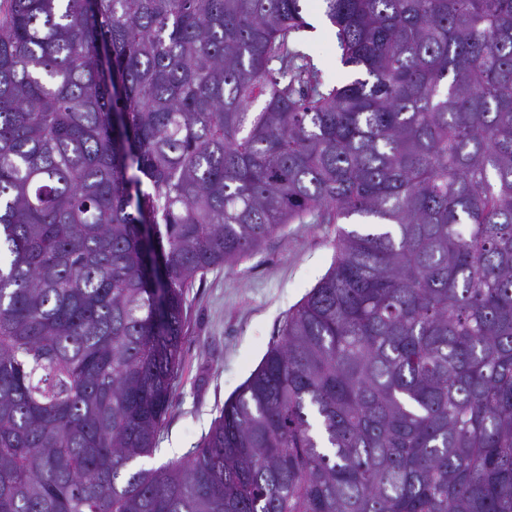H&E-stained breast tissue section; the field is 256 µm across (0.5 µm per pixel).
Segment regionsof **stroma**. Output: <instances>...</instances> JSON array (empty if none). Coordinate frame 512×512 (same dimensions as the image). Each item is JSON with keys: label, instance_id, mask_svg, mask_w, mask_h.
<instances>
[{"label": "stroma", "instance_id": "1", "mask_svg": "<svg viewBox=\"0 0 512 512\" xmlns=\"http://www.w3.org/2000/svg\"><path fill=\"white\" fill-rule=\"evenodd\" d=\"M301 38L324 79L353 78L336 39L306 30ZM336 227L290 224L255 254L196 279L187 295L182 366L159 450L144 464L158 468L195 448L233 395L280 337L282 322L334 261Z\"/></svg>", "mask_w": 512, "mask_h": 512}]
</instances>
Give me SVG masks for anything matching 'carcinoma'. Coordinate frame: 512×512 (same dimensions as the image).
Instances as JSON below:
<instances>
[{"instance_id":"obj_1","label":"carcinoma","mask_w":512,"mask_h":512,"mask_svg":"<svg viewBox=\"0 0 512 512\" xmlns=\"http://www.w3.org/2000/svg\"><path fill=\"white\" fill-rule=\"evenodd\" d=\"M0 0V512H512V0ZM369 219L358 227L342 224ZM332 266L157 469L196 276ZM304 14L305 20L310 23L312 17L316 16L323 23V32H313L315 29H306L302 32L301 38L306 52L311 56L313 63L322 71L324 79L331 83H346L354 78L350 68H345L340 63V51L337 49L336 39L328 34V27L313 10H322L317 6L315 0L308 2ZM323 13V12H322Z\"/></svg>"}]
</instances>
